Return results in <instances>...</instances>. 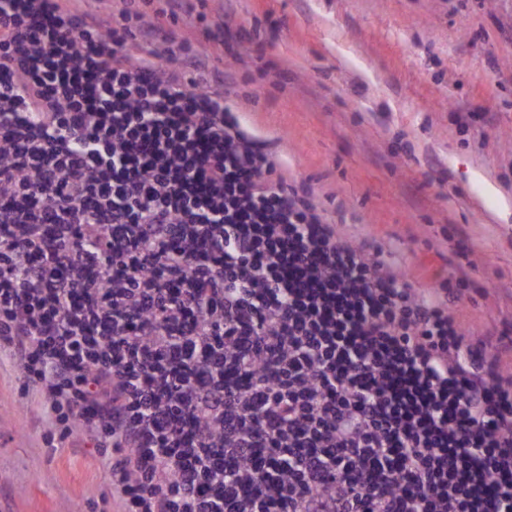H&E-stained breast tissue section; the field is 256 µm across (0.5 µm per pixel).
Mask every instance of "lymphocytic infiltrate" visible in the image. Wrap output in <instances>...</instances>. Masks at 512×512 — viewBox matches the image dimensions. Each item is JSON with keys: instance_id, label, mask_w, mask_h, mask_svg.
<instances>
[{"instance_id": "obj_1", "label": "lymphocytic infiltrate", "mask_w": 512, "mask_h": 512, "mask_svg": "<svg viewBox=\"0 0 512 512\" xmlns=\"http://www.w3.org/2000/svg\"><path fill=\"white\" fill-rule=\"evenodd\" d=\"M128 20L0 0V362L47 444L107 456L124 512H512V342L327 222Z\"/></svg>"}]
</instances>
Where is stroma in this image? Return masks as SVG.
Instances as JSON below:
<instances>
[{
  "label": "stroma",
  "instance_id": "stroma-1",
  "mask_svg": "<svg viewBox=\"0 0 512 512\" xmlns=\"http://www.w3.org/2000/svg\"><path fill=\"white\" fill-rule=\"evenodd\" d=\"M163 13L290 181L415 288L461 285L467 333L512 339V0H83ZM0 366V512H120L108 459L49 450Z\"/></svg>",
  "mask_w": 512,
  "mask_h": 512
}]
</instances>
